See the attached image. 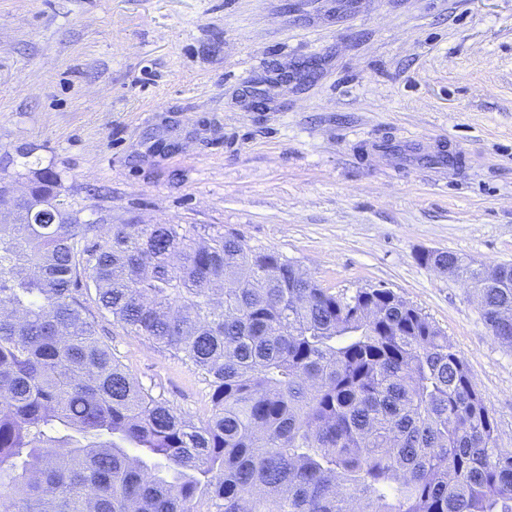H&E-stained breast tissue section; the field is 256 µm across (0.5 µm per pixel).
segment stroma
<instances>
[{
    "instance_id": "obj_1",
    "label": "stroma",
    "mask_w": 512,
    "mask_h": 512,
    "mask_svg": "<svg viewBox=\"0 0 512 512\" xmlns=\"http://www.w3.org/2000/svg\"><path fill=\"white\" fill-rule=\"evenodd\" d=\"M456 164H449V157ZM91 224H220L321 287H385L467 361L512 449V349L421 263L512 264V0H0V170ZM98 335L186 419L206 382Z\"/></svg>"
}]
</instances>
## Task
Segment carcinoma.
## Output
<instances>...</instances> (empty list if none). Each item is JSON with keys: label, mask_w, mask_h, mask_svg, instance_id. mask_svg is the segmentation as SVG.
Returning <instances> with one entry per match:
<instances>
[{"label": "carcinoma", "mask_w": 512, "mask_h": 512, "mask_svg": "<svg viewBox=\"0 0 512 512\" xmlns=\"http://www.w3.org/2000/svg\"><path fill=\"white\" fill-rule=\"evenodd\" d=\"M0 224V512H512V451L466 360L388 288L348 295L195 224L98 225L29 171ZM512 348V265L431 259ZM192 366L196 424L140 387L87 301Z\"/></svg>", "instance_id": "1"}]
</instances>
